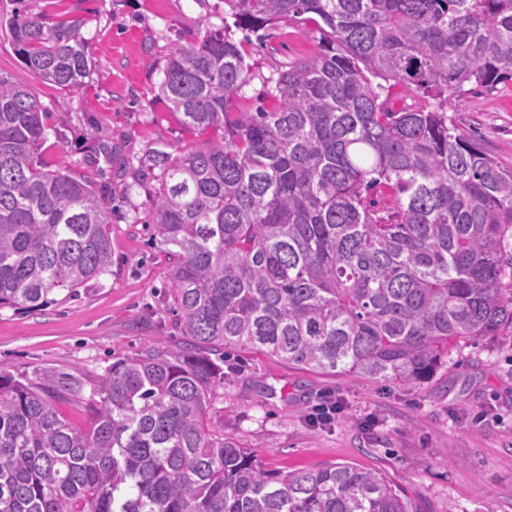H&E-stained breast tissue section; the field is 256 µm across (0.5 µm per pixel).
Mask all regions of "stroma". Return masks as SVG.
<instances>
[{
	"instance_id": "obj_1",
	"label": "stroma",
	"mask_w": 512,
	"mask_h": 512,
	"mask_svg": "<svg viewBox=\"0 0 512 512\" xmlns=\"http://www.w3.org/2000/svg\"><path fill=\"white\" fill-rule=\"evenodd\" d=\"M29 13L83 19L93 72L72 91L38 82L0 31V73L29 86L46 106L49 169L93 174L109 191L112 267L100 283L37 312L0 309V373L72 376L91 394L112 362L149 343L172 342L165 295L170 269L145 219L152 181L134 183L123 160L160 144L178 151L209 135L183 126L161 94V69L175 47L219 26L224 0H26ZM314 23L279 24L266 42L248 43L255 77L244 107L264 96V77L314 55ZM448 116L482 149L512 167V82L450 98ZM335 420L313 423L324 397ZM282 474L351 463L385 474L419 512H512V335L486 336L448 351L427 382L380 384L357 375L315 373L258 351L224 361V390L207 414Z\"/></svg>"
}]
</instances>
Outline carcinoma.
<instances>
[{
	"instance_id": "obj_1",
	"label": "carcinoma",
	"mask_w": 512,
	"mask_h": 512,
	"mask_svg": "<svg viewBox=\"0 0 512 512\" xmlns=\"http://www.w3.org/2000/svg\"><path fill=\"white\" fill-rule=\"evenodd\" d=\"M4 22L23 66L80 87V18ZM320 19L319 51L236 107L244 42ZM244 32L242 40L235 39ZM160 89L215 135L149 151V223L170 264L183 345L112 363L88 431L56 410L82 385L0 375V512H419L386 476L343 464L264 468L206 413L222 357L411 385L448 349L512 335V168L448 118V99L512 80V0H224L220 27L170 53ZM417 103L399 110L390 89ZM45 106L0 73V308L40 311L110 272V212L89 176L39 158Z\"/></svg>"
}]
</instances>
